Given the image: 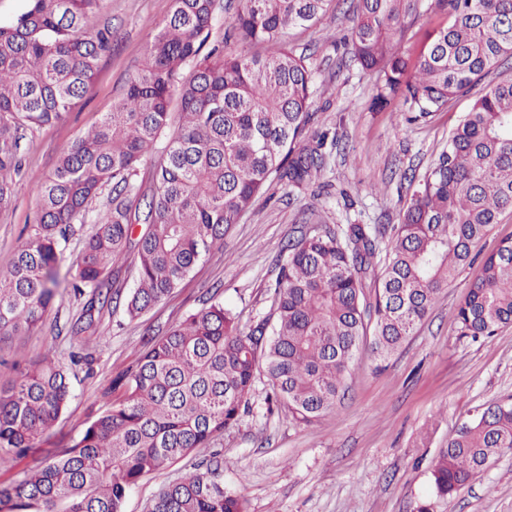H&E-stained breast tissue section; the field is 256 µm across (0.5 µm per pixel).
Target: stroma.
Segmentation results:
<instances>
[{
	"label": "stroma",
	"instance_id": "obj_1",
	"mask_svg": "<svg viewBox=\"0 0 512 512\" xmlns=\"http://www.w3.org/2000/svg\"><path fill=\"white\" fill-rule=\"evenodd\" d=\"M170 9L171 0H106L111 54L102 59L78 106L24 141V172L14 179L10 204L0 209V270L38 222L35 176L51 172L59 152L111 111ZM349 25L335 12L290 33L315 71L311 129L330 137L319 182L271 183L232 225L223 246L139 320L109 309L94 331L72 335L68 326L80 316L85 299L65 282L41 330L0 343V385L14 377L15 361L35 360L51 347L71 389L54 426L11 468L0 470V481L72 446L103 406L112 377L140 354L145 328L165 329L199 310L206 290H216L218 301L239 314L242 327L266 316L282 246L305 214L315 213L335 228L397 224L410 178L422 176L437 159L471 100H453L412 124L402 99L373 107L377 73L350 65L343 44L331 40ZM507 237H512V216L493 225L470 264L398 353L380 365L370 349H362L342 404L318 422L296 424L287 406L269 403L267 377L257 371L249 412L215 442L224 452V486L246 499L248 512H417L424 503L431 512H512V451L453 496H437L431 486L432 465L455 428L479 408L512 403V326L475 342L460 336L457 324L458 304L479 276L485 254ZM203 456L195 451L143 478L128 492L124 512H148L158 490Z\"/></svg>",
	"mask_w": 512,
	"mask_h": 512
}]
</instances>
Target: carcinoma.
Here are the masks:
<instances>
[{
  "mask_svg": "<svg viewBox=\"0 0 512 512\" xmlns=\"http://www.w3.org/2000/svg\"><path fill=\"white\" fill-rule=\"evenodd\" d=\"M104 0H28L0 23V209L10 202L26 132L63 117L112 51ZM335 0H239L224 40L210 42L216 0H172L139 72L101 122L37 177L40 218L0 272V340L41 329L59 294V268L74 225L108 194L107 213L68 268L78 295L91 290L71 330L94 327L113 303L131 320L165 301L220 247L231 225L273 179L318 181L325 136L309 133L314 70L289 45ZM417 0H350L339 37L350 59L380 75L376 99L400 96L410 119L427 118L469 93L512 57V0H436L446 14L412 58L402 45ZM245 47L224 51V42ZM191 70H186L187 65ZM158 154L152 183L138 182ZM512 213V79L488 86L461 116L415 185L380 255L367 224H303L285 248L273 312L249 331L221 302L161 333L112 377L102 410L75 444L0 482V512H123L129 490L237 425L264 366L277 400L309 425L346 392L356 353L384 362L414 335L443 289L504 212ZM134 287L111 288L131 248ZM383 264L374 300L366 280ZM459 335L477 339L512 325V239L484 256L481 276L457 308ZM0 386V467L35 446L70 400L64 366L47 350L18 363ZM512 449V405L492 404L461 424L432 469L451 496L495 456ZM216 450L154 497L150 512H247L224 489Z\"/></svg>",
  "mask_w": 512,
  "mask_h": 512,
  "instance_id": "1",
  "label": "carcinoma"
}]
</instances>
